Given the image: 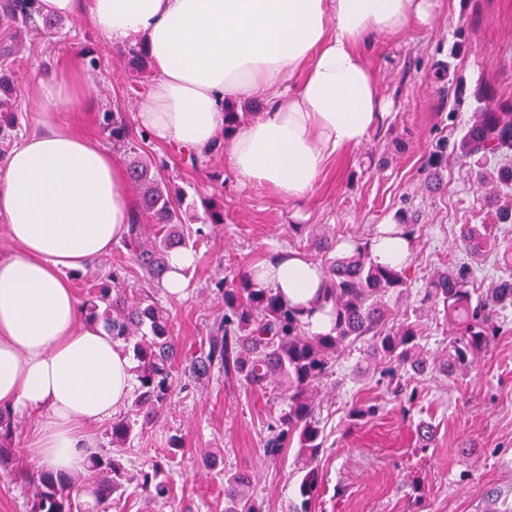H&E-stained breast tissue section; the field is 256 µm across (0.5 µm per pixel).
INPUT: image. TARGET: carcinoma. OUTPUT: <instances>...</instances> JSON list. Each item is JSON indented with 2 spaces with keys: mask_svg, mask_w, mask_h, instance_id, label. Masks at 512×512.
<instances>
[{
  "mask_svg": "<svg viewBox=\"0 0 512 512\" xmlns=\"http://www.w3.org/2000/svg\"><path fill=\"white\" fill-rule=\"evenodd\" d=\"M35 3L3 0L0 12L26 27L35 22ZM15 97L14 84L1 74L0 142L11 140L17 127ZM106 130L113 145L129 150L127 171L139 193V214L150 219L147 224L134 220L124 241L149 287L125 288L114 275L90 292L83 308L133 354L139 387L129 414L112 420L108 431L112 454L90 458L93 480L82 485L87 500L73 493V478L43 473L33 481L29 512H109L114 495L123 494L130 486L152 499L170 495L161 462L151 461L130 471L123 463L121 449L137 423L135 417L150 420L158 416L176 390L174 365L182 352L169 313L151 287H161L169 253L189 246V224L199 218L191 213L185 196L171 191L158 176L150 158L138 154L130 144V127L121 113H107ZM450 150L479 167L494 162L495 175L487 180L478 170L476 181L482 188L490 186L487 199L497 206L499 223L512 224V205H498L500 199L512 196V104L483 99L453 146L440 139L430 157L441 162L448 159ZM199 220L205 226L223 224L224 206L212 200L204 202V217ZM459 243L469 262L431 275L415 290L406 270L373 262L368 242L354 240L349 254L336 256L332 254L333 243L326 237H310L308 249L322 261L324 277L316 310L331 318L333 326L328 334H309V323L303 320L300 309L282 301L273 289L256 287L247 274L216 283L224 299V317L207 337L206 346L186 358L184 373L197 381L222 373L253 390H275L280 411L268 426L263 447L265 457L272 461L288 448L297 447L300 479L296 500L288 505L287 512H311L323 494L320 455L326 436L316 396L336 374L337 362L347 348L367 343L384 364L383 375L393 385L394 397L406 395L411 401L415 391L408 386L414 376L427 370L447 375L465 368L501 335L512 310V259L485 224L462 225ZM493 254L503 259V270L477 296L473 289L477 276L471 263ZM413 292L423 308L442 316L451 326L448 352L442 359L429 357L422 346L418 321L396 319L388 303L393 293L408 296ZM14 429L13 415L0 409V468L12 462ZM254 479L255 472L246 468L224 475V512H261L250 494Z\"/></svg>",
  "mask_w": 512,
  "mask_h": 512,
  "instance_id": "cac0c4a2",
  "label": "carcinoma"
}]
</instances>
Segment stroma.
Returning a JSON list of instances; mask_svg holds the SVG:
<instances>
[{"label": "stroma", "mask_w": 512, "mask_h": 512, "mask_svg": "<svg viewBox=\"0 0 512 512\" xmlns=\"http://www.w3.org/2000/svg\"><path fill=\"white\" fill-rule=\"evenodd\" d=\"M4 52L16 64L21 137L36 127L30 90L37 74L90 70L91 105L69 118L73 129L92 130L108 150L113 144L104 114L134 120L154 79L149 71L131 81L127 50L108 44L83 16L62 20L52 32L39 25L17 30L0 19ZM367 57L393 102L391 114L363 144L328 161L301 210L265 187L233 185L222 153L193 163L177 144L137 141L188 201L199 206L212 198L224 206L223 226L194 248L197 262L186 296L174 301L157 294L183 353L195 352L224 314L215 281L248 272L272 246L306 251L315 229L340 256L351 240L370 238L388 214L410 208L418 211L421 230L406 274L419 281L464 262L457 245L461 225L493 223L471 160L449 157L437 190L427 186L426 163L439 137L456 140L469 125L478 97L512 101V0H436L429 25L398 39L376 38ZM438 62L449 67L442 82L432 77ZM116 270L127 287L143 282L118 242L107 258L72 277L77 297L86 299L89 288ZM380 370L366 347L347 349L336 366L340 386L323 391L327 441L320 467L326 491L314 512H483L492 488L512 512V321L463 372L416 378L414 401L395 399ZM373 403L381 406L375 418L348 424L351 407ZM276 414L269 394L238 380L179 377L170 406L152 424L134 428L123 451L127 468L136 470L166 453L170 437H180L182 448L165 471L170 497L154 502L130 489L111 512H224V475L244 467L260 475L253 495L263 512H285L296 495V452L287 450L276 465L263 453L266 426ZM423 420L433 427L426 442L417 432ZM214 451L222 462L210 469L202 460ZM415 482L424 490L418 501L409 496Z\"/></svg>", "instance_id": "obj_1"}]
</instances>
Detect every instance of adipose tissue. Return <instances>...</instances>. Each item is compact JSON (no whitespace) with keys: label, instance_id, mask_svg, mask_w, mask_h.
<instances>
[{"label":"adipose tissue","instance_id":"1","mask_svg":"<svg viewBox=\"0 0 512 512\" xmlns=\"http://www.w3.org/2000/svg\"><path fill=\"white\" fill-rule=\"evenodd\" d=\"M41 14L86 16L117 48L138 38L153 82L136 114L147 138L199 155L221 143L237 184L306 201L327 161L360 146L391 106L367 60L378 37L400 38L431 20L435 0H37ZM82 73L37 78V128L0 166V220L13 245L0 256V408L29 417L25 450L44 469L83 473L93 425L112 418L134 389L132 362L90 321L66 274L109 255L136 205L124 164L60 114L89 98ZM266 111L227 125L237 106ZM388 216L369 240L372 260L400 268L413 247ZM253 282L310 310L321 266L305 253L272 250Z\"/></svg>","mask_w":512,"mask_h":512}]
</instances>
